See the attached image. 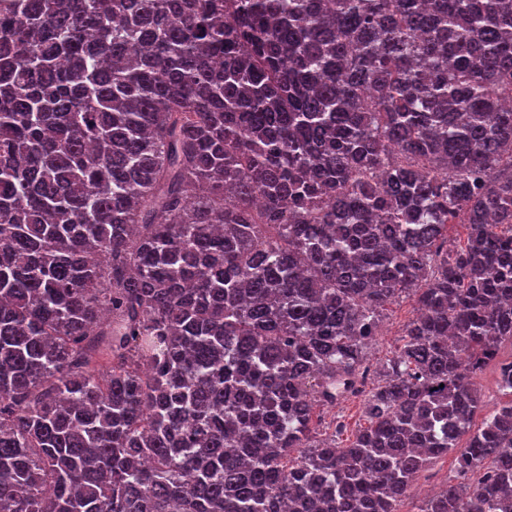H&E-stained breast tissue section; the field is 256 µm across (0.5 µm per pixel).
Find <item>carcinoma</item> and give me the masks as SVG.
<instances>
[{"instance_id":"cac0c4a2","label":"carcinoma","mask_w":512,"mask_h":512,"mask_svg":"<svg viewBox=\"0 0 512 512\" xmlns=\"http://www.w3.org/2000/svg\"><path fill=\"white\" fill-rule=\"evenodd\" d=\"M504 343L512 0H0V512H512ZM415 307L412 298H403L388 306L387 311H385L386 314L381 323L379 335L376 336L372 346L368 349L367 358L372 366V382H377L379 378L377 371L387 359L392 357L393 352L400 345L404 325L413 318ZM495 379H496V367L494 364H490L487 366V368L484 370V372L481 375H478L475 379V381L478 383L479 388L481 389V393L483 395V399L486 404V409L493 406L494 403H496L498 399H496V393L494 389L495 385ZM492 394V395H491ZM486 409L478 412L474 417V423L476 425L480 424L483 416L486 412ZM362 400L363 397L359 396L337 402L336 408L329 410L327 414H323V421L317 428V432L320 435L317 436L319 438H326L332 435L334 428L332 425L329 427V422L336 413V420L344 421L347 427L342 435L336 436V442L345 443L348 438L353 436L355 431L365 425V417L362 413ZM456 475L454 453L436 459L431 466L416 480L410 493L399 505L400 511L420 512L424 504V498L429 495L425 488L431 487L436 491L445 486Z\"/></svg>"}]
</instances>
